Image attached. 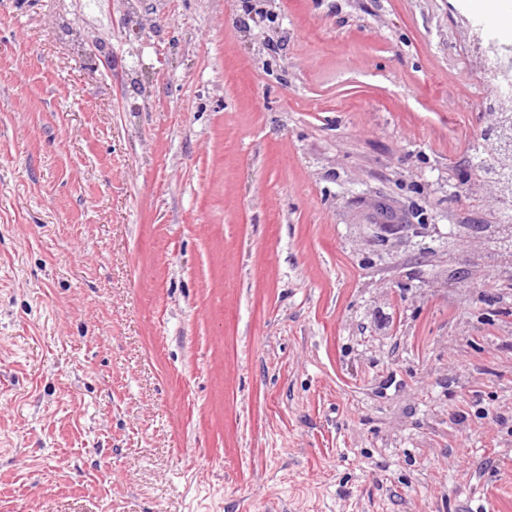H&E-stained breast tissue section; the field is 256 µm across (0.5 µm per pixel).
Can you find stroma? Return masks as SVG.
<instances>
[{"instance_id": "stroma-1", "label": "stroma", "mask_w": 512, "mask_h": 512, "mask_svg": "<svg viewBox=\"0 0 512 512\" xmlns=\"http://www.w3.org/2000/svg\"><path fill=\"white\" fill-rule=\"evenodd\" d=\"M495 6L0 0V512H512ZM471 42L473 55L482 60L487 86L512 84V50L500 44L498 37L486 27H477ZM479 185L485 190L493 203L497 206L501 200V189L504 186L502 179L497 175L495 170V159L487 158L485 166L478 170ZM413 224H370L367 230L360 232L361 238L366 241H372L373 237H380L387 241L390 238H400V234L407 232Z\"/></svg>"}]
</instances>
